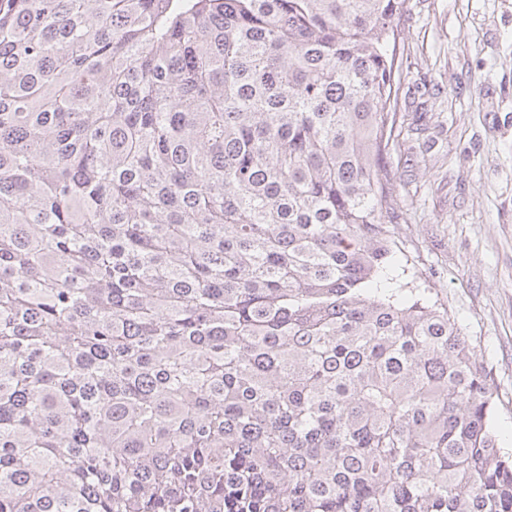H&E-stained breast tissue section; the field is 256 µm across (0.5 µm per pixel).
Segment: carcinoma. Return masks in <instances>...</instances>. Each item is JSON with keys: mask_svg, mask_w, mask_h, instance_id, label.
Listing matches in <instances>:
<instances>
[{"mask_svg": "<svg viewBox=\"0 0 512 512\" xmlns=\"http://www.w3.org/2000/svg\"><path fill=\"white\" fill-rule=\"evenodd\" d=\"M406 2L0 0V512H512L392 275Z\"/></svg>", "mask_w": 512, "mask_h": 512, "instance_id": "cac0c4a2", "label": "carcinoma"}]
</instances>
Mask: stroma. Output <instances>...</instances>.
<instances>
[{"label": "stroma", "instance_id": "stroma-1", "mask_svg": "<svg viewBox=\"0 0 512 512\" xmlns=\"http://www.w3.org/2000/svg\"><path fill=\"white\" fill-rule=\"evenodd\" d=\"M396 49L399 278L491 368L512 453V0H408Z\"/></svg>", "mask_w": 512, "mask_h": 512}]
</instances>
